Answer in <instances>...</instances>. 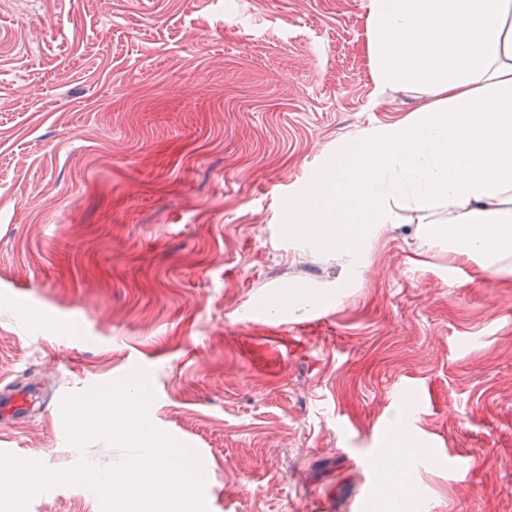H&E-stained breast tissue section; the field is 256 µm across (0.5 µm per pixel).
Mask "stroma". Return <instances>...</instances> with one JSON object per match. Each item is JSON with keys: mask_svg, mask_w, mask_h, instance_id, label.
<instances>
[{"mask_svg": "<svg viewBox=\"0 0 512 512\" xmlns=\"http://www.w3.org/2000/svg\"><path fill=\"white\" fill-rule=\"evenodd\" d=\"M367 0H0V433L63 470L60 400L142 373L207 512H512V276L417 217L356 262L285 234L288 199L377 98ZM405 413V494L381 452ZM27 512H101L64 484ZM32 387H19L17 385H7L0 393V420L10 421L23 413L28 408L29 397L32 394Z\"/></svg>", "mask_w": 512, "mask_h": 512, "instance_id": "stroma-1", "label": "stroma"}]
</instances>
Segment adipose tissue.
Listing matches in <instances>:
<instances>
[{"label":"adipose tissue","mask_w":512,"mask_h":512,"mask_svg":"<svg viewBox=\"0 0 512 512\" xmlns=\"http://www.w3.org/2000/svg\"><path fill=\"white\" fill-rule=\"evenodd\" d=\"M366 51L378 95L423 104L356 131L288 201V231L352 259L406 213L487 275L512 267V0H367Z\"/></svg>","instance_id":"1"}]
</instances>
